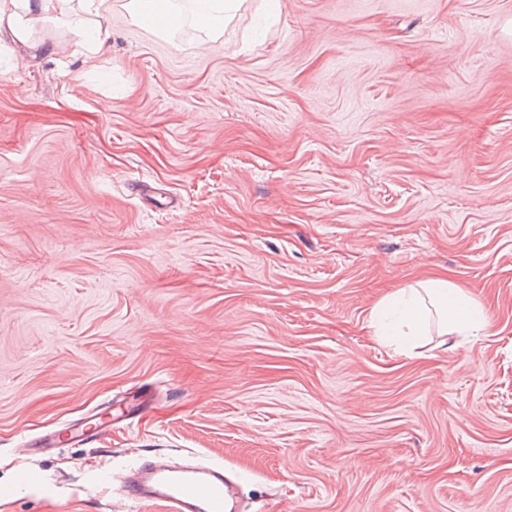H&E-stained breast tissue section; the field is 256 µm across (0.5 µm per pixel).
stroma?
<instances>
[{
  "label": "stroma",
  "instance_id": "obj_1",
  "mask_svg": "<svg viewBox=\"0 0 512 512\" xmlns=\"http://www.w3.org/2000/svg\"><path fill=\"white\" fill-rule=\"evenodd\" d=\"M126 2L0 46V512H159V455L248 512H512V0ZM431 274L492 326L399 353L370 310ZM241 0H130L127 7L136 24L151 32L174 35L186 24L216 34L239 9ZM127 498L171 512H241L234 483L219 467L147 462L124 477Z\"/></svg>",
  "mask_w": 512,
  "mask_h": 512
}]
</instances>
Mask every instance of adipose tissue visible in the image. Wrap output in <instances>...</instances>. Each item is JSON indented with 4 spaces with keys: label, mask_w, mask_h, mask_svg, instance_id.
Returning <instances> with one entry per match:
<instances>
[{
    "label": "adipose tissue",
    "mask_w": 512,
    "mask_h": 512,
    "mask_svg": "<svg viewBox=\"0 0 512 512\" xmlns=\"http://www.w3.org/2000/svg\"><path fill=\"white\" fill-rule=\"evenodd\" d=\"M72 0H17L13 6L0 5V35L26 42L33 23L53 20L71 22ZM241 0H129L136 24L151 32L175 34L190 25L205 34L223 30L239 9ZM439 321L441 335L468 338L487 335L488 313L461 285L447 278L431 277L385 294L371 309L369 326L375 335H386L400 352L411 353L413 338L421 336L428 315Z\"/></svg>",
    "instance_id": "1"
}]
</instances>
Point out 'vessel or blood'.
I'll use <instances>...</instances> for the list:
<instances>
[{
    "instance_id": "vessel-or-blood-1",
    "label": "vessel or blood",
    "mask_w": 512,
    "mask_h": 512,
    "mask_svg": "<svg viewBox=\"0 0 512 512\" xmlns=\"http://www.w3.org/2000/svg\"><path fill=\"white\" fill-rule=\"evenodd\" d=\"M124 487L131 501L171 512H242L234 483L219 467L147 462L125 476Z\"/></svg>"
}]
</instances>
